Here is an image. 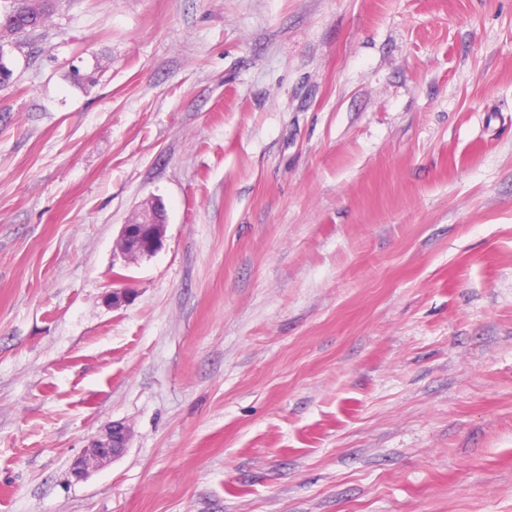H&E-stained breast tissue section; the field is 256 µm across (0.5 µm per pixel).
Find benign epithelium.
<instances>
[{"instance_id":"benign-epithelium-1","label":"benign epithelium","mask_w":512,"mask_h":512,"mask_svg":"<svg viewBox=\"0 0 512 512\" xmlns=\"http://www.w3.org/2000/svg\"><path fill=\"white\" fill-rule=\"evenodd\" d=\"M167 220L163 206L155 200L145 204L129 223L122 225L117 239V248L127 260L151 256L164 243ZM130 430L121 422L104 428L72 464L71 475L84 479L90 470L98 468L124 453Z\"/></svg>"}]
</instances>
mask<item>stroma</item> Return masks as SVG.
Here are the masks:
<instances>
[{
	"label": "stroma",
	"mask_w": 512,
	"mask_h": 512,
	"mask_svg": "<svg viewBox=\"0 0 512 512\" xmlns=\"http://www.w3.org/2000/svg\"><path fill=\"white\" fill-rule=\"evenodd\" d=\"M0 58V512H512V0H55ZM159 200H151L128 224H123L117 239V248L127 260L151 256L164 243L167 220ZM130 430L122 422H112L104 428L72 464L71 475L84 479L91 469L116 459L128 448Z\"/></svg>",
	"instance_id": "stroma-1"
}]
</instances>
